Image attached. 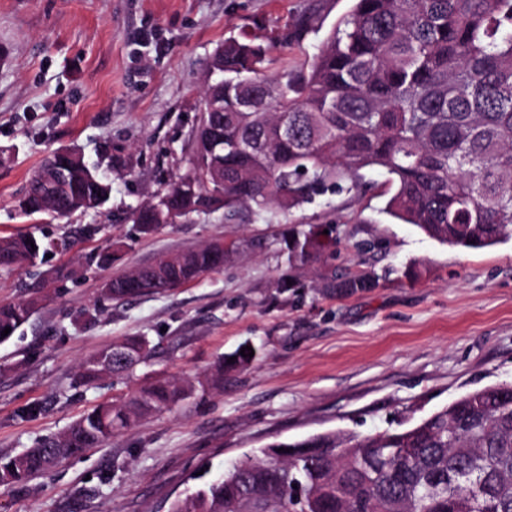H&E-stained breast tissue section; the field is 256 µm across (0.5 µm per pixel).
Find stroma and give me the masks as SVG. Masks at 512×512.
<instances>
[{"instance_id":"obj_1","label":"stroma","mask_w":512,"mask_h":512,"mask_svg":"<svg viewBox=\"0 0 512 512\" xmlns=\"http://www.w3.org/2000/svg\"><path fill=\"white\" fill-rule=\"evenodd\" d=\"M350 0H0V237L31 233L51 255L0 271V303L49 297L0 343V456L63 433L102 403L161 376L184 386L172 410L134 418L97 448L22 486L0 485V512H168L226 466L273 440L411 426L467 392L512 381V240L483 250L440 244L385 211L395 188L366 169L367 193L325 191L260 220L191 216L143 233L131 213L189 168L187 142L231 37L267 48L276 75L311 61ZM314 28L293 32L303 16ZM77 149L110 183L98 212L48 221L17 204L52 152ZM338 227L334 258L293 267L294 229ZM234 240L237 254L175 291L116 302L105 280L161 253ZM122 242L111 265L97 261ZM377 277L348 294L331 270ZM288 276L291 287L278 285ZM146 336L125 379L79 384L103 346ZM254 355L209 382L220 358Z\"/></svg>"}]
</instances>
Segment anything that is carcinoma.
Segmentation results:
<instances>
[{
  "mask_svg": "<svg viewBox=\"0 0 512 512\" xmlns=\"http://www.w3.org/2000/svg\"><path fill=\"white\" fill-rule=\"evenodd\" d=\"M261 44L224 41L212 59L190 139L189 170L134 210L146 233L191 213L295 206L329 186L360 187L361 171L395 185L388 212L451 247L512 238V0H353L306 69L272 78ZM110 184L69 151L45 158L18 202L21 214L64 219L102 208ZM289 263L336 251V225L283 238ZM54 248L27 234L0 238V269ZM238 245L217 239L114 276L122 300L169 291L221 268ZM350 293L376 286L347 271ZM38 299L0 304V332H16ZM122 376L149 354L144 336L107 345L80 367L91 385L101 358ZM184 389L156 380L123 405L103 403L59 436L0 457V485L18 486L109 442L131 418L171 408ZM171 512H512V382L468 392L405 429L336 431L274 441L172 503Z\"/></svg>",
  "mask_w": 512,
  "mask_h": 512,
  "instance_id": "obj_1",
  "label": "carcinoma"
}]
</instances>
